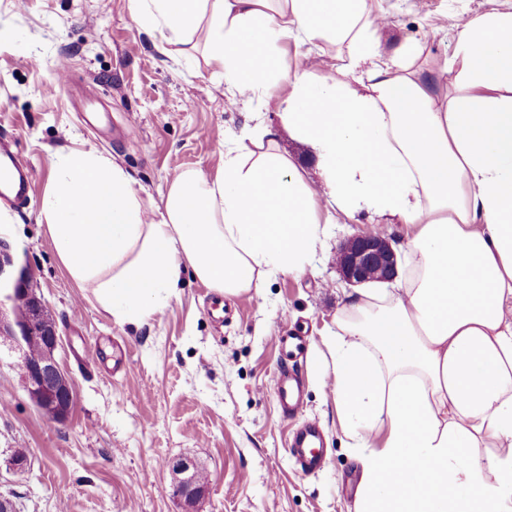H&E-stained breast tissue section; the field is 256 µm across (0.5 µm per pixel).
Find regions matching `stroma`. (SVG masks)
Returning a JSON list of instances; mask_svg holds the SVG:
<instances>
[{
	"instance_id": "1",
	"label": "stroma",
	"mask_w": 512,
	"mask_h": 512,
	"mask_svg": "<svg viewBox=\"0 0 512 512\" xmlns=\"http://www.w3.org/2000/svg\"><path fill=\"white\" fill-rule=\"evenodd\" d=\"M368 2L389 21L380 63L408 46L440 63L460 15L512 10V0ZM343 51L331 39L279 43L278 77L244 102L208 66L203 32L164 40L136 22L129 0H0V139L35 172L25 206L0 200V235L36 273L75 400L67 422H52L17 368L0 365V492L19 512H354L361 468L326 385V341L356 293L336 268V250L351 236L380 234L406 254L404 225L322 212L323 232L302 273L279 272L227 297L187 270L162 310L135 328L79 288L40 217L61 150L115 161L142 209L162 211L176 172L223 167L225 152L279 126L276 104L290 91L289 75L309 65L316 77L333 75ZM287 327L306 339L296 358L305 403L291 418L273 382L282 362L275 338ZM306 420L324 435L326 466L312 475L288 455ZM17 450L27 457L21 473L10 465ZM175 457L209 475L189 510L173 494Z\"/></svg>"
}]
</instances>
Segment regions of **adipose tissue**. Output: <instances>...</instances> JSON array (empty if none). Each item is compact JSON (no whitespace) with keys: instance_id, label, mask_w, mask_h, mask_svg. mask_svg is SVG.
Returning a JSON list of instances; mask_svg holds the SVG:
<instances>
[{"instance_id":"obj_1","label":"adipose tissue","mask_w":512,"mask_h":512,"mask_svg":"<svg viewBox=\"0 0 512 512\" xmlns=\"http://www.w3.org/2000/svg\"><path fill=\"white\" fill-rule=\"evenodd\" d=\"M129 3L177 37L205 26L210 65L244 100L276 71L279 41L347 52L335 76L294 72L279 106L316 156V185L288 156L243 144L215 174L175 175L150 219L120 165L57 154L41 212L72 278L137 326L187 269L228 297L303 272L321 210L417 225L407 283L353 301L328 340L361 464L354 512H512V11L460 16L434 69L414 47L372 63L367 0Z\"/></svg>"}]
</instances>
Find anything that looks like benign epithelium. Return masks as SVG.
I'll list each match as a JSON object with an SVG mask.
<instances>
[{"mask_svg": "<svg viewBox=\"0 0 512 512\" xmlns=\"http://www.w3.org/2000/svg\"><path fill=\"white\" fill-rule=\"evenodd\" d=\"M338 268L349 285L387 283L398 274V259L390 242L374 234L359 235L348 239L337 249ZM27 264L17 262L9 245L0 238V339L8 337L17 353L14 362L21 374L29 397L50 420L64 423L73 409L71 381L62 369L56 350L60 336L55 322L43 327L45 337L41 355L32 360L27 354V343L32 335L29 324L19 319L16 307L51 315L49 307L36 296L26 271ZM173 475V493L186 500H198L204 488L194 478L195 464L187 458H178L169 465Z\"/></svg>", "mask_w": 512, "mask_h": 512, "instance_id": "obj_1", "label": "benign epithelium"}]
</instances>
